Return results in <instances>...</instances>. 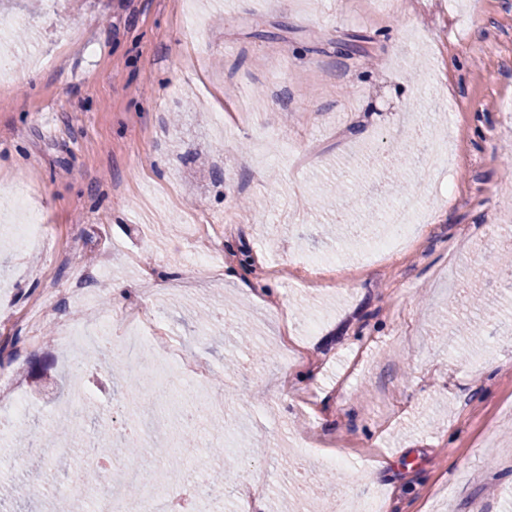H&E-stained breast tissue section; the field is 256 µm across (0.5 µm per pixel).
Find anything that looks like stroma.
Masks as SVG:
<instances>
[{
	"mask_svg": "<svg viewBox=\"0 0 512 512\" xmlns=\"http://www.w3.org/2000/svg\"><path fill=\"white\" fill-rule=\"evenodd\" d=\"M5 0L14 63L0 77V322L19 338L0 357V402L28 417L0 446V512H41L15 483L71 490L79 468L43 478L15 459L22 433L53 434L75 384L86 430L119 415L122 365L73 374L59 336L121 313L158 314L211 369V393L237 390L220 497L199 512H237L262 480V512H336L381 495V512H512V280L488 266L512 225V0ZM363 53L339 51L352 36ZM497 44L498 53H481ZM449 134L453 163H405L403 147ZM442 179L454 199L426 197ZM350 199L300 202L332 184ZM423 193L431 222L410 251L375 256V210ZM42 251L21 250L29 208ZM210 227L216 281L188 257L189 215ZM334 264L306 283L311 257ZM29 261L44 281L18 274ZM484 269L488 304L476 332H457L452 302ZM123 282L106 300L100 283ZM83 284L84 299L67 288ZM244 322L265 357L236 341ZM341 461L326 480L314 454ZM388 466L375 471L377 458Z\"/></svg>",
	"mask_w": 512,
	"mask_h": 512,
	"instance_id": "stroma-1",
	"label": "stroma"
}]
</instances>
